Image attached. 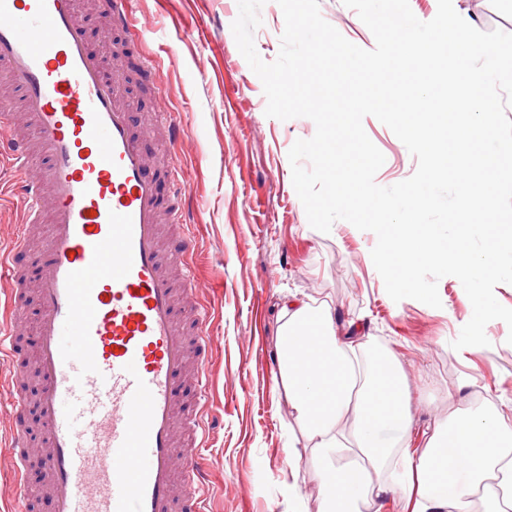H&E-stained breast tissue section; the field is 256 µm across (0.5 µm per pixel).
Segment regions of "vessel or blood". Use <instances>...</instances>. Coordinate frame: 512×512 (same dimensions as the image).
<instances>
[{
    "instance_id": "obj_1",
    "label": "vessel or blood",
    "mask_w": 512,
    "mask_h": 512,
    "mask_svg": "<svg viewBox=\"0 0 512 512\" xmlns=\"http://www.w3.org/2000/svg\"><path fill=\"white\" fill-rule=\"evenodd\" d=\"M0 68L24 103L30 134L0 98V161L17 174L25 221L49 217L37 286L38 347L17 345L28 281L19 234L0 253L12 283L0 308V361L15 376V477L1 492L27 512H207L199 409L212 341L196 288L176 299L167 265L190 271L194 244L165 249L161 222L182 221L188 196L175 165L158 169L149 134L122 103L114 71L88 48L77 0H0ZM35 363L39 392L25 386ZM37 411L40 443L28 415ZM40 453L33 495L27 459Z\"/></svg>"
}]
</instances>
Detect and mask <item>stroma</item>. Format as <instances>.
I'll list each match as a JSON object with an SVG mask.
<instances>
[{"mask_svg":"<svg viewBox=\"0 0 512 512\" xmlns=\"http://www.w3.org/2000/svg\"><path fill=\"white\" fill-rule=\"evenodd\" d=\"M110 0H79V12L101 57L131 54L127 104L153 125L165 102L182 136L172 149L189 191L184 232L195 244L192 274L206 283L202 302L215 339L208 362L210 396L202 420L211 512H288V485L298 483L301 512H319L321 477L285 394L279 373V301L288 295L329 305L337 324H354L372 347L395 353L411 391L416 430L447 418L459 402L512 405V333L505 322L485 327L488 346L463 353L450 346L472 316L461 282H438L441 307L393 301L369 256L373 232L336 221L313 229L293 184L288 152L312 138L314 122L266 116L259 77L241 55L231 25L237 0H128L129 28L110 29ZM460 15L481 30L512 33V0H456ZM322 17L353 44L375 38L343 0H319ZM254 32L260 57L279 53L284 18L266 0ZM363 127L385 162L375 176L387 186L411 177L417 160L372 116ZM15 385L0 364V485L13 480L9 419Z\"/></svg>","mask_w":512,"mask_h":512,"instance_id":"1","label":"stroma"}]
</instances>
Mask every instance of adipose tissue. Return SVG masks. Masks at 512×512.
Here are the masks:
<instances>
[{"label":"adipose tissue","instance_id":"1","mask_svg":"<svg viewBox=\"0 0 512 512\" xmlns=\"http://www.w3.org/2000/svg\"><path fill=\"white\" fill-rule=\"evenodd\" d=\"M282 313L280 385L324 463L321 512H382L391 496L407 512H512V417L468 402L415 444L394 353L374 354L364 337L340 331L328 306L294 296ZM392 462L396 480H369Z\"/></svg>","mask_w":512,"mask_h":512}]
</instances>
